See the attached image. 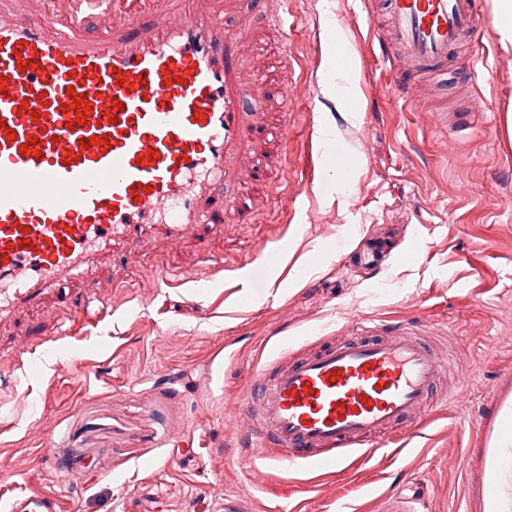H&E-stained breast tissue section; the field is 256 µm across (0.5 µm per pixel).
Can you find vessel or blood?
Wrapping results in <instances>:
<instances>
[{"label": "vessel or blood", "instance_id": "obj_1", "mask_svg": "<svg viewBox=\"0 0 512 512\" xmlns=\"http://www.w3.org/2000/svg\"><path fill=\"white\" fill-rule=\"evenodd\" d=\"M84 2L52 0L51 12L30 15L0 4V323L87 276L114 246L140 245L144 225L176 243L203 224L243 222L237 188L287 155V126L267 124L268 103L253 101L243 80L250 28L225 29L195 0H113L111 37L92 39L81 30ZM382 4L380 57L394 100L405 102L421 76L447 78L475 40L480 0ZM27 60L32 69L21 70ZM73 92L92 108L74 131L65 108ZM35 110L43 125L33 124ZM31 135L41 157L19 152ZM75 149L81 159L69 158ZM150 150L155 163L137 165ZM25 237L31 248L19 247ZM354 329L347 341L275 359L231 397L248 461L337 469L432 402L446 368L421 325L362 320ZM490 410L495 435L511 433L512 396L494 392ZM10 512L57 506L34 494Z\"/></svg>", "mask_w": 512, "mask_h": 512}]
</instances>
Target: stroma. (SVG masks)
Listing matches in <instances>:
<instances>
[{
    "instance_id": "obj_1",
    "label": "stroma",
    "mask_w": 512,
    "mask_h": 512,
    "mask_svg": "<svg viewBox=\"0 0 512 512\" xmlns=\"http://www.w3.org/2000/svg\"><path fill=\"white\" fill-rule=\"evenodd\" d=\"M254 6L241 0L228 15L224 0L201 3L224 13L225 29L261 33L264 52L245 67L262 96L292 86L268 116L288 122L287 168L248 183L250 221L202 226L176 245L150 233L133 282L110 285L118 251L0 325V359L35 349L0 388V500L37 491L57 499V512H486L495 457L481 443L485 408L496 389L512 391V50L485 17L473 44L482 72L458 63L447 85L426 86L405 107L388 91L374 0H291L284 40L253 20ZM331 17L356 62L353 123L322 91ZM283 42L289 67L272 68ZM455 112L474 116L457 136L448 132ZM324 122L361 154L343 195L323 162ZM388 225L398 238L385 269L343 265L337 242L350 253ZM283 238L284 269L253 288L259 253ZM315 253L320 266L295 280L292 267ZM205 263L208 279L184 282ZM158 265L176 287L157 284ZM101 285L114 313L36 345L51 318L70 317ZM360 318L419 319L434 332L448 364L446 409L425 412L426 427L403 447H378L344 470L251 468L226 396L275 353L314 352ZM175 427L192 447L173 446Z\"/></svg>"
}]
</instances>
